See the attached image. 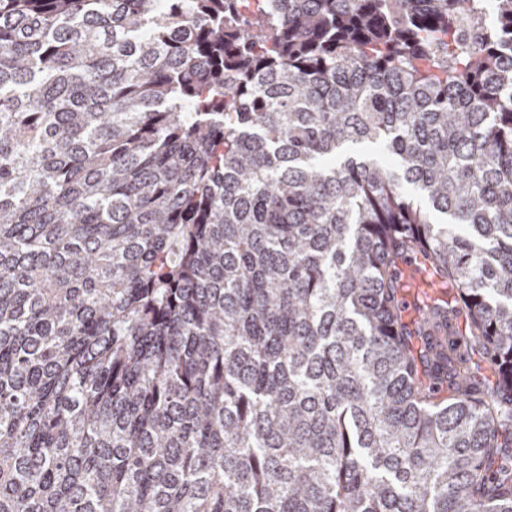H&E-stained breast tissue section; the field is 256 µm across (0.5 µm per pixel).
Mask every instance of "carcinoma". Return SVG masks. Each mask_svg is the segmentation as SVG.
<instances>
[{
  "label": "carcinoma",
  "instance_id": "carcinoma-1",
  "mask_svg": "<svg viewBox=\"0 0 512 512\" xmlns=\"http://www.w3.org/2000/svg\"><path fill=\"white\" fill-rule=\"evenodd\" d=\"M247 2L0 0V512H512V0ZM401 301L406 305L407 312L410 310V303L408 302V295L404 288H407V282L412 276H420L430 281L439 284L436 277L433 275L431 268L422 262V259L417 256H411L403 264L401 270Z\"/></svg>",
  "mask_w": 512,
  "mask_h": 512
}]
</instances>
